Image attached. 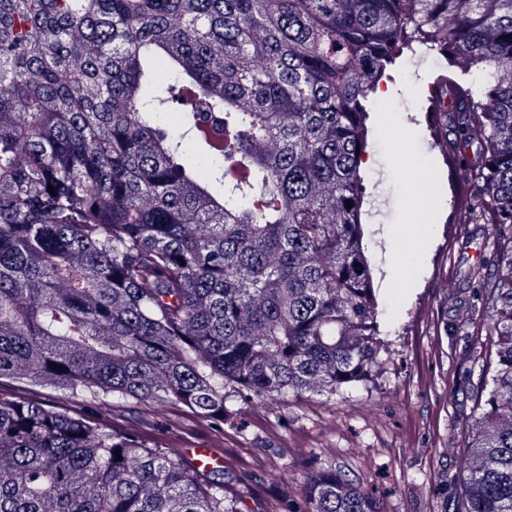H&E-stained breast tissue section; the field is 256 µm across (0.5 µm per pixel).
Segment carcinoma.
Returning <instances> with one entry per match:
<instances>
[{
    "mask_svg": "<svg viewBox=\"0 0 512 512\" xmlns=\"http://www.w3.org/2000/svg\"><path fill=\"white\" fill-rule=\"evenodd\" d=\"M418 48L443 59L419 107L503 236L512 0H0V512H240L246 462L88 410L177 404L222 434L228 388L273 412L382 374L360 158ZM507 235L464 271L496 341L456 512H512ZM300 501L381 512L326 464Z\"/></svg>",
    "mask_w": 512,
    "mask_h": 512,
    "instance_id": "1",
    "label": "carcinoma"
}]
</instances>
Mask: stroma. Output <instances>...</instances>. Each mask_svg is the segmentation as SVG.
Segmentation results:
<instances>
[{
  "instance_id": "obj_1",
  "label": "stroma",
  "mask_w": 512,
  "mask_h": 512,
  "mask_svg": "<svg viewBox=\"0 0 512 512\" xmlns=\"http://www.w3.org/2000/svg\"><path fill=\"white\" fill-rule=\"evenodd\" d=\"M381 83V117L370 119L363 171V222L387 344L386 372L368 388L333 396L289 397L279 414L228 394L224 454L252 466L248 486L230 484L241 512H263L314 463L335 464L361 480L382 512H442L463 478L481 352L490 342L479 291L462 281L469 264L494 251L491 224H462L460 196L418 103L428 93L434 61L416 53ZM427 168L436 203L428 219L412 209L410 177L401 157ZM179 448H209L210 432L191 412L170 407L163 417Z\"/></svg>"
}]
</instances>
